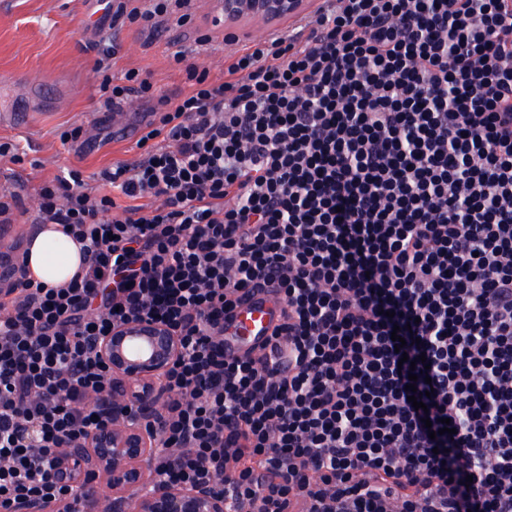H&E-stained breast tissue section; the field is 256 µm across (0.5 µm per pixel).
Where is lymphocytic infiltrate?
I'll return each mask as SVG.
<instances>
[{
	"label": "lymphocytic infiltrate",
	"instance_id": "lymphocytic-infiltrate-1",
	"mask_svg": "<svg viewBox=\"0 0 512 512\" xmlns=\"http://www.w3.org/2000/svg\"><path fill=\"white\" fill-rule=\"evenodd\" d=\"M191 2L102 20L155 40ZM209 41L172 52L171 94L113 78L120 44L96 45L102 111L146 108L141 155L98 173L110 193L77 167L36 192L34 223L83 265L47 288L19 262L0 287V512H83L48 454L106 421L95 343L139 319L181 343L156 486H212L226 512H512V0H321L219 84L195 61ZM265 288L277 326L227 355Z\"/></svg>",
	"mask_w": 512,
	"mask_h": 512
}]
</instances>
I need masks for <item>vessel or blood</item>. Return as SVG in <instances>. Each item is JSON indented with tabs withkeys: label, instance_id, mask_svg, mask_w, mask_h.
Returning a JSON list of instances; mask_svg holds the SVG:
<instances>
[{
	"label": "vessel or blood",
	"instance_id": "b4317fda",
	"mask_svg": "<svg viewBox=\"0 0 512 512\" xmlns=\"http://www.w3.org/2000/svg\"><path fill=\"white\" fill-rule=\"evenodd\" d=\"M280 315V303L272 291L260 292L240 305L224 333V348L241 353L269 336Z\"/></svg>",
	"mask_w": 512,
	"mask_h": 512
}]
</instances>
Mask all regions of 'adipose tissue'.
<instances>
[{"label": "adipose tissue", "instance_id": "ef3b65f1", "mask_svg": "<svg viewBox=\"0 0 512 512\" xmlns=\"http://www.w3.org/2000/svg\"><path fill=\"white\" fill-rule=\"evenodd\" d=\"M25 246L34 280L50 287L69 283L81 262V250L60 225L40 224L30 233Z\"/></svg>", "mask_w": 512, "mask_h": 512}]
</instances>
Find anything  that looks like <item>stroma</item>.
<instances>
[{
	"label": "stroma",
	"mask_w": 512,
	"mask_h": 512,
	"mask_svg": "<svg viewBox=\"0 0 512 512\" xmlns=\"http://www.w3.org/2000/svg\"><path fill=\"white\" fill-rule=\"evenodd\" d=\"M102 13L97 0H0V109L15 106L29 115L23 125L0 126V140L16 144L22 157L18 163L0 159V188L23 186L26 208L34 207L41 182L66 168L78 167L90 175L112 161H132L139 156L131 141L118 139L86 152L78 144L61 140L64 131L98 114L97 53L92 43L103 36L121 43L119 56L111 62L114 76L134 68L149 71L163 93L185 85L183 72L169 60L176 31L163 33L146 48L136 26L98 32L96 22ZM209 32L212 40L198 61L209 69L212 81L219 83L224 79L226 59L241 48L245 38L229 40L221 30ZM35 84L56 86L57 92L48 98L25 97V89Z\"/></svg>",
	"instance_id": "35a3bbf8"
}]
</instances>
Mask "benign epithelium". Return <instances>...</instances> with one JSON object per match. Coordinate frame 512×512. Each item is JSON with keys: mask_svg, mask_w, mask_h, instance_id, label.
Wrapping results in <instances>:
<instances>
[{"mask_svg": "<svg viewBox=\"0 0 512 512\" xmlns=\"http://www.w3.org/2000/svg\"><path fill=\"white\" fill-rule=\"evenodd\" d=\"M310 0H216L221 27L272 26L309 12ZM109 383L93 403L112 415L87 440L62 444L57 468L63 485L85 501L86 512H225L224 495L207 485L147 490L162 431L160 380L177 360L180 343L167 325L138 320L97 341ZM38 498L14 502L11 512H52Z\"/></svg>", "mask_w": 512, "mask_h": 512, "instance_id": "obj_1", "label": "benign epithelium"}]
</instances>
